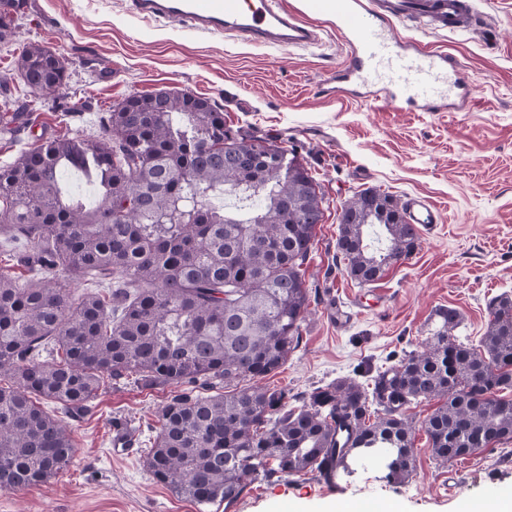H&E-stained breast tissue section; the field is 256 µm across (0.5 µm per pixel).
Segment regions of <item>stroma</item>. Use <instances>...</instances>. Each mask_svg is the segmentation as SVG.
<instances>
[{
	"instance_id": "1",
	"label": "stroma",
	"mask_w": 512,
	"mask_h": 512,
	"mask_svg": "<svg viewBox=\"0 0 512 512\" xmlns=\"http://www.w3.org/2000/svg\"><path fill=\"white\" fill-rule=\"evenodd\" d=\"M498 32L487 48L472 31L434 32L394 23L396 38L455 54L476 82L461 112H409L384 93L328 100L318 87L346 49L323 27L316 46L271 48L210 36L177 23L133 17L124 0H27L11 42L0 43V92L36 105L34 126L18 139L0 134V167L59 135L95 136L100 113L134 93L176 88L215 100L232 127L252 128L296 151L324 192L322 224L310 254L308 287L317 288L299 346L268 385L296 393L352 377L366 382L402 351L417 349L436 327L434 311L457 309L459 339L478 344L487 306L512 296V0H477ZM41 43L66 60L59 95L35 101L17 70L23 48ZM82 103L77 114L61 104ZM374 188L400 201L434 203L442 221L420 228L418 249L373 287H359L336 265L342 206ZM336 302L346 322L330 321ZM170 388L105 381L90 413L66 418L74 460L47 484L0 491V512H473L492 484L512 487V441L441 467L416 429L415 471L387 483L374 465L342 476L343 495L316 474L252 483L230 507L198 505L157 483L144 449ZM131 428L135 445L113 448L112 430Z\"/></svg>"
}]
</instances>
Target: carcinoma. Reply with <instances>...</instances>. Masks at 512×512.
I'll return each mask as SVG.
<instances>
[{
  "label": "carcinoma",
  "instance_id": "carcinoma-1",
  "mask_svg": "<svg viewBox=\"0 0 512 512\" xmlns=\"http://www.w3.org/2000/svg\"><path fill=\"white\" fill-rule=\"evenodd\" d=\"M0 10V43L26 0ZM17 68L38 96L62 86L63 59L27 45ZM101 135L53 139L0 168V225L30 276L0 272V490L66 469L64 422L91 411L105 380L174 386L145 462L154 479L198 504L237 500L254 481L353 472L367 460L409 481V410L440 466L512 441V297L488 305L478 346L458 340L460 314L438 308L422 350L371 383L344 378L297 399L262 381L299 345L310 313L306 272L323 218L319 184L276 140L224 125L221 106L179 90L132 94L101 118ZM76 175L91 186L68 185ZM393 196L363 190L342 207L336 257L371 285L418 248ZM121 280L74 302L66 280Z\"/></svg>",
  "mask_w": 512,
  "mask_h": 512
}]
</instances>
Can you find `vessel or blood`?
Returning a JSON list of instances; mask_svg holds the SVG:
<instances>
[{
  "mask_svg": "<svg viewBox=\"0 0 512 512\" xmlns=\"http://www.w3.org/2000/svg\"><path fill=\"white\" fill-rule=\"evenodd\" d=\"M130 14L150 21L167 20L193 31L232 34L253 44L307 47L317 43V19L329 20L350 53L327 72L320 86L324 98L338 90L382 85L384 99L397 107L422 104L425 111L447 107L463 111L476 86L456 56L408 50L391 37L393 22L425 17L438 27L458 30L465 18H476L475 0H126ZM411 224H437L438 209L429 201L411 199L405 211Z\"/></svg>",
  "mask_w": 512,
  "mask_h": 512,
  "instance_id": "vessel-or-blood-1",
  "label": "vessel or blood"
}]
</instances>
